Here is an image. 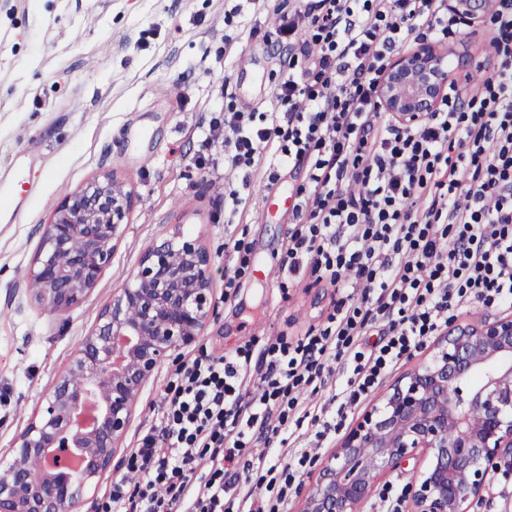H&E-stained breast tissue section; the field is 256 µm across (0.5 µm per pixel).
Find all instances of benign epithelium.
I'll use <instances>...</instances> for the list:
<instances>
[{
	"label": "benign epithelium",
	"instance_id": "7a95c632",
	"mask_svg": "<svg viewBox=\"0 0 512 512\" xmlns=\"http://www.w3.org/2000/svg\"><path fill=\"white\" fill-rule=\"evenodd\" d=\"M454 2L469 21L488 15V0ZM449 74L436 46L423 42L390 62L382 107L412 122L433 111ZM132 206V191L115 176L65 196L32 260V300L58 315L80 307L110 264ZM212 265L205 245L177 232L147 248L52 385L43 413L0 459V512H77L94 480L112 472L141 388L215 315ZM67 451L81 458L80 474H72ZM418 451L427 465L411 488L415 512H469L490 469L512 459L511 315L451 326L432 358L349 431L303 512H359L379 476Z\"/></svg>",
	"mask_w": 512,
	"mask_h": 512
}]
</instances>
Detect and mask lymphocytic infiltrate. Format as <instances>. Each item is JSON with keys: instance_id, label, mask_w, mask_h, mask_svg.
Here are the masks:
<instances>
[{"instance_id": "obj_1", "label": "lymphocytic infiltrate", "mask_w": 512, "mask_h": 512, "mask_svg": "<svg viewBox=\"0 0 512 512\" xmlns=\"http://www.w3.org/2000/svg\"><path fill=\"white\" fill-rule=\"evenodd\" d=\"M493 68L467 99L443 98L419 121L383 116L390 54L443 40L448 0H301L276 8L275 43L290 68L264 112L224 114V186L241 202L268 149L306 171L294 197L284 277L352 275L363 307L331 314L288 348L202 354L180 364L163 403L113 482L108 512H259L253 489L230 493L248 445L285 427L309 387L334 372L340 395L367 397L411 350L473 303L512 306V0H490ZM383 322L370 351L353 337Z\"/></svg>"}]
</instances>
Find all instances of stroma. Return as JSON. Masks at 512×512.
<instances>
[{"instance_id": "obj_1", "label": "stroma", "mask_w": 512, "mask_h": 512, "mask_svg": "<svg viewBox=\"0 0 512 512\" xmlns=\"http://www.w3.org/2000/svg\"><path fill=\"white\" fill-rule=\"evenodd\" d=\"M272 13L271 0H0V183H10L12 161L22 152L29 184L18 207L0 201V454L44 405L56 376L144 250L173 230L201 237L214 256L217 314L183 350L182 361L202 349L256 358L277 340L294 344L319 334L328 314L358 305L352 286L328 287L309 271L280 286L292 213L266 215L262 200L270 191H296L303 171L262 164L237 213L224 211V147L209 142L210 124L227 107L270 109L281 65L264 43ZM491 37L489 26L460 23L438 48L448 60L465 54L488 68ZM112 173L135 201L110 267L74 312L37 309L29 299V266L43 225L65 195ZM240 238L249 246L246 258L226 254L225 241ZM230 274L235 286L228 290ZM437 342L430 337L385 374L375 396L341 415L335 395L342 378L331 375L300 401L301 424L247 449V459L265 468L310 451L285 499L258 491L263 505L303 512L346 434L380 405L382 393L430 358ZM175 367L166 362L141 390L118 466L154 420ZM313 414L338 423L325 440L315 437ZM423 464L419 454L383 474L360 512H378L384 502L392 512H412L408 489ZM470 512H512V471L492 470Z\"/></svg>"}]
</instances>
